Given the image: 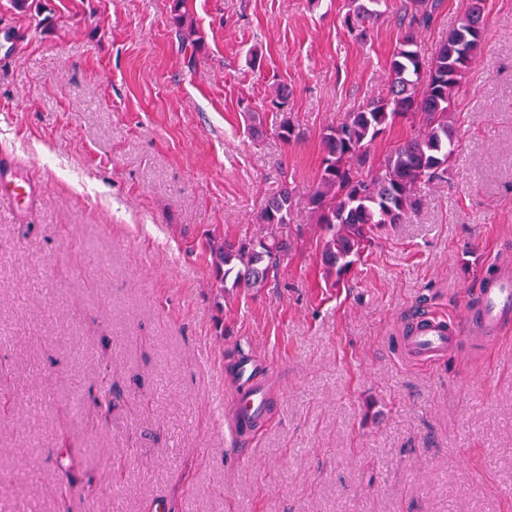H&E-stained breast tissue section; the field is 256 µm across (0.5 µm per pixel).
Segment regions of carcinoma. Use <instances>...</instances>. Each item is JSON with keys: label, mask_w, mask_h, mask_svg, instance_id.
<instances>
[{"label": "carcinoma", "mask_w": 512, "mask_h": 512, "mask_svg": "<svg viewBox=\"0 0 512 512\" xmlns=\"http://www.w3.org/2000/svg\"><path fill=\"white\" fill-rule=\"evenodd\" d=\"M444 0H400L396 19L401 34L388 66L386 95L347 113L322 136V171L317 186L302 196L284 186L269 197L258 218L270 225L261 240L224 241L216 252L220 281L234 288H262L281 255L292 246L291 224L305 208L323 236V263L341 276L361 257L375 232L400 224L420 201L422 184L441 178L456 148L449 120L453 98L484 40L485 0H467L457 24L431 56L418 33L437 18ZM173 0V21L181 41L198 45L194 22ZM392 0H348L342 25L366 39L370 29L391 13ZM418 119L411 137L372 167V144L396 120Z\"/></svg>", "instance_id": "carcinoma-1"}]
</instances>
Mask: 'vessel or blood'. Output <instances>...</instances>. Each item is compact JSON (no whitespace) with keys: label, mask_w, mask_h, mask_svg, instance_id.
<instances>
[{"label":"vessel or blood","mask_w":512,"mask_h":512,"mask_svg":"<svg viewBox=\"0 0 512 512\" xmlns=\"http://www.w3.org/2000/svg\"><path fill=\"white\" fill-rule=\"evenodd\" d=\"M16 163L8 154H0V199L12 202L15 210L27 212L35 200L34 184L13 177ZM465 322L474 335L484 341H496L506 324L512 322V265H496L482 281L476 304L467 306ZM462 341L459 328L444 318L420 313L415 316L402 339L405 357L433 363L454 350ZM237 387L230 395L234 412L229 420L231 435L247 431L267 410L268 390L255 381L259 363L250 355L238 356Z\"/></svg>","instance_id":"1"}]
</instances>
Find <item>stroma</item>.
Segmentation results:
<instances>
[{"label": "stroma", "mask_w": 512, "mask_h": 512, "mask_svg": "<svg viewBox=\"0 0 512 512\" xmlns=\"http://www.w3.org/2000/svg\"><path fill=\"white\" fill-rule=\"evenodd\" d=\"M172 4L0 0V152L41 189L0 211V512H512V328L429 366L397 351L417 311L460 320L512 262V0H486L447 177L338 284L301 212L249 290L216 281L215 248L266 237L282 183L316 185L400 29L355 39L347 0H185L191 56ZM243 349L271 407L237 442L211 401ZM183 5V0H173L171 12L173 15L172 19L174 21V24L178 28L182 36V43L189 41L193 45H199L201 42V38H194V36H196L197 30L195 28L194 22L191 19H188V16L185 14V12H181Z\"/></svg>", "instance_id": "35a3bbf8"}]
</instances>
